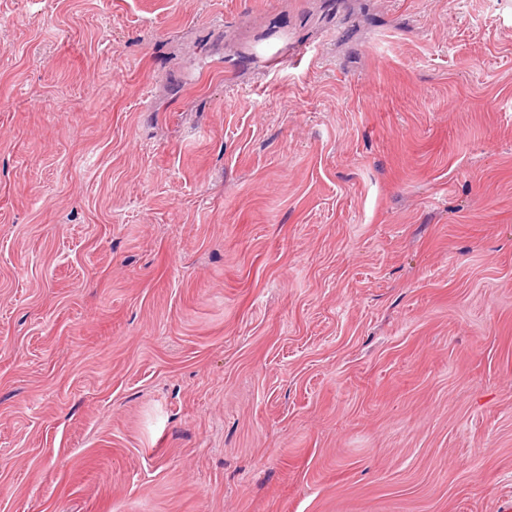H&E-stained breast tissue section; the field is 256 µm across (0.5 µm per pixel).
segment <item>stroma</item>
I'll return each mask as SVG.
<instances>
[{
    "mask_svg": "<svg viewBox=\"0 0 512 512\" xmlns=\"http://www.w3.org/2000/svg\"><path fill=\"white\" fill-rule=\"evenodd\" d=\"M509 496L512 0H0V512Z\"/></svg>",
    "mask_w": 512,
    "mask_h": 512,
    "instance_id": "stroma-1",
    "label": "stroma"
}]
</instances>
